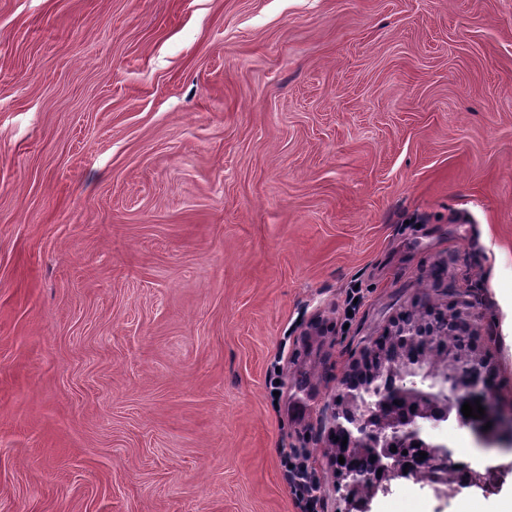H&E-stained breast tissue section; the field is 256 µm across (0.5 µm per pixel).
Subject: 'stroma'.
<instances>
[{"label": "stroma", "instance_id": "35a3bbf8", "mask_svg": "<svg viewBox=\"0 0 512 512\" xmlns=\"http://www.w3.org/2000/svg\"><path fill=\"white\" fill-rule=\"evenodd\" d=\"M424 300L512 408V0H0V512H300L284 448L344 512L328 407ZM437 433L491 484L372 512L512 493Z\"/></svg>", "mask_w": 512, "mask_h": 512}]
</instances>
